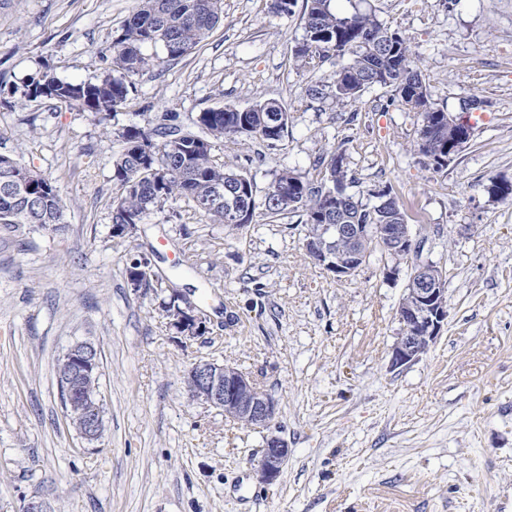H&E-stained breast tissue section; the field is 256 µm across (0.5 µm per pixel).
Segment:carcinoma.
I'll list each match as a JSON object with an SVG mask.
<instances>
[{"mask_svg":"<svg viewBox=\"0 0 512 512\" xmlns=\"http://www.w3.org/2000/svg\"><path fill=\"white\" fill-rule=\"evenodd\" d=\"M333 0H306L302 15L303 38L295 47L296 62L305 66L329 53L346 54L351 62L328 81L309 82L303 98L343 104L379 85L420 120L418 154L432 162L443 155L448 141V111L431 101L420 72L412 67L408 42L389 31L369 10L358 7L339 14ZM224 18V0H138L109 46L110 65L100 76L82 82L61 79L46 70L27 84L30 99L47 98L71 109L88 113L100 126H107L111 113L126 105L134 76H144L164 60L190 54ZM161 48L165 58L145 53ZM196 130L186 132L165 125L153 128L127 126L116 133L122 149L115 155L112 181L116 195L112 223L139 224L163 208L173 197H183L199 220L236 228L235 213L245 212L244 223L253 221L257 208L275 218L297 214L304 225L321 224L328 214L339 215L343 224H405L406 213L390 190L382 208L365 207L347 192L348 167L344 154L331 153L321 179H310L283 168L274 175L262 201L247 175L224 168L201 140H230L246 136L264 142L282 139L288 133V108L276 99L248 108L226 106L201 112ZM155 144L163 153L143 164L142 147ZM220 195L222 201L207 202ZM67 204L54 184H49L42 202L26 210L17 198L0 192V231L22 233L32 227L57 231L64 224Z\"/></svg>","mask_w":512,"mask_h":512,"instance_id":"carcinoma-1","label":"carcinoma"}]
</instances>
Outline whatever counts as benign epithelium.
Returning <instances> with one entry per match:
<instances>
[{
  "label": "benign epithelium",
  "mask_w": 512,
  "mask_h": 512,
  "mask_svg": "<svg viewBox=\"0 0 512 512\" xmlns=\"http://www.w3.org/2000/svg\"><path fill=\"white\" fill-rule=\"evenodd\" d=\"M448 148L451 158L474 137V125L465 117L448 115ZM6 178L0 188L14 193L21 201L32 204L46 192L40 178L19 165H3ZM305 247L314 261L338 278L354 274L368 261V253L359 244L369 240L387 241L392 256H407L412 251L406 224H341L334 216L306 230ZM348 240L353 247H338ZM153 274L148 259L129 271L128 278L139 287ZM447 289L441 269L430 262L416 265L405 288L397 316L402 332L392 349V365L412 363L427 352L440 334L447 318ZM172 297L183 303L174 309L171 325L180 333L195 338L202 334L203 321L194 313V306L179 292ZM100 374V349L90 341H80L68 348L58 365V385L64 392L67 415L79 425V435L88 442L98 440L104 431L100 412L101 395L97 388ZM185 382L193 399L224 411V416L254 429L266 432L265 445L258 462V475L263 483L274 482L290 455L288 443L271 430L276 404L255 380L232 365L199 359L188 370Z\"/></svg>",
  "instance_id": "benign-epithelium-1"
}]
</instances>
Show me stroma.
<instances>
[{
  "instance_id": "obj_1",
  "label": "stroma",
  "mask_w": 512,
  "mask_h": 512,
  "mask_svg": "<svg viewBox=\"0 0 512 512\" xmlns=\"http://www.w3.org/2000/svg\"><path fill=\"white\" fill-rule=\"evenodd\" d=\"M136 0H0V155L52 180L62 231L0 232V512L33 497L54 512H512V0H361L412 50L431 98L460 113L485 101L474 138L440 170L417 152L415 113L375 86L353 102L304 100L346 58L297 67L305 0H224V18L188 56L134 78L107 127L54 100L26 98L46 70L81 82ZM276 99L290 110L274 144L216 140L218 162L264 196L288 167L310 178L343 153L348 191L402 204L416 258L374 254L337 279L302 245L304 225L256 212L229 229L201 223L181 198L130 236L112 233L115 133L164 113ZM159 280L134 290L129 254ZM439 267L448 316L417 361L392 367L397 309L415 260ZM395 277H387L390 266ZM179 291L206 320L185 339L162 305ZM100 348L104 431L72 427L57 361L76 342ZM200 358L237 367L277 404L273 431L291 450L272 484L257 475L262 433L192 400L184 375Z\"/></svg>"
}]
</instances>
